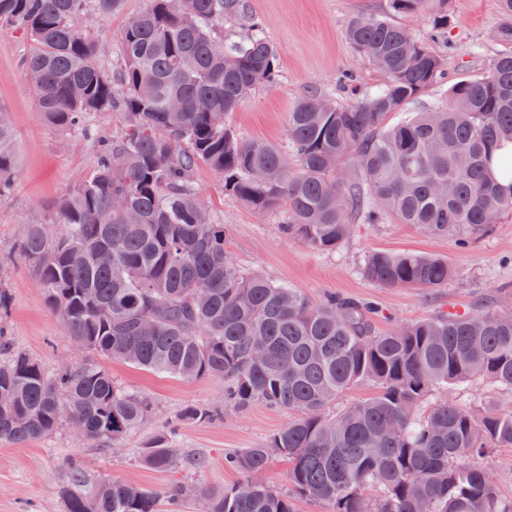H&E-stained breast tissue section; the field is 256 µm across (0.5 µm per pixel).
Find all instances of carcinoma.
<instances>
[{
  "instance_id": "obj_1",
  "label": "carcinoma",
  "mask_w": 512,
  "mask_h": 512,
  "mask_svg": "<svg viewBox=\"0 0 512 512\" xmlns=\"http://www.w3.org/2000/svg\"><path fill=\"white\" fill-rule=\"evenodd\" d=\"M90 3L106 17L122 0H0V22L32 40L25 71L47 122L85 135L97 112L123 120L95 171L57 202L62 233L27 224L18 249L85 350L156 373L222 379L224 406L238 412L255 403L293 412L260 446L224 457L243 475L236 486L195 501L208 512H298V496L325 512H512L487 466L493 450L512 448V407L473 410L449 394L431 401L437 387L474 377L512 399V312L443 311L379 333L371 300H314L241 271L224 249L227 226L192 179L210 167L225 192L279 213L280 234L317 251L388 213L467 247L512 210V190L488 174L492 153L512 143V0H501L505 49L489 75L455 82L446 100L418 112L408 105L439 81L443 60L399 24L356 17L346 39L382 73L381 85L347 105L299 100L286 152L246 142L226 124L279 77L276 50L246 0H151L120 32L115 75L95 62L81 25ZM389 4L399 15L430 8L435 27L448 22V0ZM242 17L250 35L224 39V21ZM13 157L0 113V196L11 191ZM363 274L385 287L437 288L450 268L439 257L376 251ZM363 382L377 394L330 410ZM150 411L98 364L46 370L0 325L1 440L41 439L76 423L82 436L117 445ZM219 417L187 406L175 424ZM175 435L159 433L142 462L178 469ZM274 454L288 460L286 490L256 479ZM61 498L64 512H159L160 494L122 480L90 485L73 463Z\"/></svg>"
}]
</instances>
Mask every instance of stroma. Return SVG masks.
Instances as JSON below:
<instances>
[{"instance_id":"obj_1","label":"stroma","mask_w":512,"mask_h":512,"mask_svg":"<svg viewBox=\"0 0 512 512\" xmlns=\"http://www.w3.org/2000/svg\"><path fill=\"white\" fill-rule=\"evenodd\" d=\"M248 2L277 50L282 79L278 85L257 88L229 116L231 126L247 141L284 144L288 114L302 97L316 94L347 105L380 84L381 74L345 38L349 22L357 16L394 19L445 59L444 77L423 95L426 103L444 99L448 87L458 80L488 75L503 48L497 38L503 21L500 0H450L448 26L440 31L433 28L426 11L391 15L388 0ZM149 5V0H123L121 11L108 18L92 10L82 16V25L96 37L97 57L105 68L117 65L116 38L126 19ZM28 52L27 35L0 24V112L10 117L15 150L14 188L0 198V279L12 296L4 324L13 343L53 370L75 363L71 336L36 288L34 272L19 253L18 239L24 225L35 222L46 224L50 235L60 234L55 203L94 171L100 140L117 136L121 120L110 111L99 113L90 137H75L48 124L37 112L25 79ZM194 180L215 218L229 225L226 248L240 266L262 271L313 299L331 293L371 299L383 310L376 322L378 330L430 317L451 305L479 309L512 300V211L503 213L466 249L455 237L434 236L390 218L383 224L357 225L336 250L320 252L283 237L275 215L256 212L225 195L223 178L209 167H198ZM378 250L446 259L452 275L441 288L374 284L362 268L366 257ZM103 366L122 387L148 398L153 413L116 448L68 428L23 443L0 440V512H61L60 492L73 460L81 463L91 482L113 478L160 488L179 481L196 492L228 489L241 475L225 466V454L259 446L288 421L287 412L256 403L214 422L180 425L176 439L183 460L180 470L156 471L140 462L142 448L184 407L222 406L223 380L184 379L114 360L104 361ZM196 458L205 459V466L194 467Z\"/></svg>"}]
</instances>
